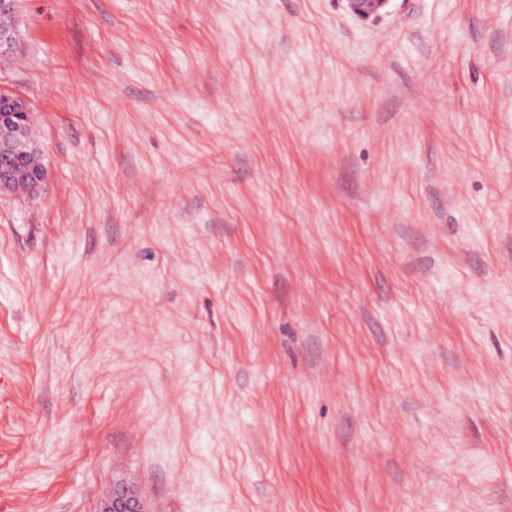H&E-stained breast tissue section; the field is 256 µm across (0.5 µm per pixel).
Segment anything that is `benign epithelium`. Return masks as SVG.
<instances>
[{"mask_svg": "<svg viewBox=\"0 0 512 512\" xmlns=\"http://www.w3.org/2000/svg\"><path fill=\"white\" fill-rule=\"evenodd\" d=\"M392 0H345L347 10L362 21H375L388 12ZM18 0H0V68L22 51L16 25ZM40 154L31 131V110L21 97L0 91V195L14 194L24 185L26 194H39L47 178L42 166L30 167L27 160ZM96 512H147L138 490L117 479L100 497Z\"/></svg>", "mask_w": 512, "mask_h": 512, "instance_id": "1", "label": "benign epithelium"}]
</instances>
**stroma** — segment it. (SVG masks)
Returning <instances> with one entry per match:
<instances>
[{
	"label": "stroma",
	"mask_w": 512,
	"mask_h": 512,
	"mask_svg": "<svg viewBox=\"0 0 512 512\" xmlns=\"http://www.w3.org/2000/svg\"><path fill=\"white\" fill-rule=\"evenodd\" d=\"M0 512H512V0H20ZM347 10L363 21H375L388 12L392 0H345ZM31 110L21 97L0 91V195L15 194L24 185L26 194H39L47 178L44 166L30 167L26 161L40 155L31 131ZM96 512H147L138 490L128 482L113 480L112 486L100 497Z\"/></svg>",
	"instance_id": "stroma-1"
}]
</instances>
